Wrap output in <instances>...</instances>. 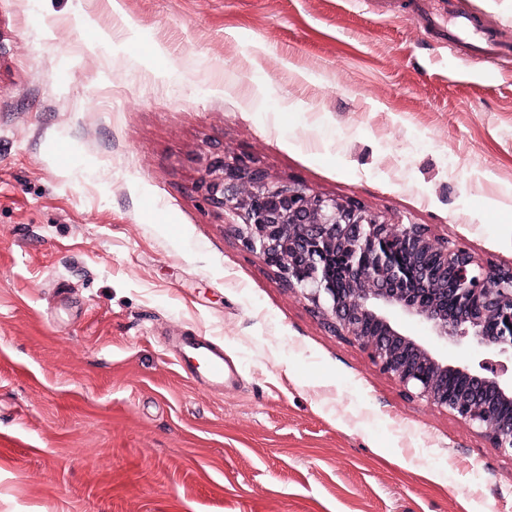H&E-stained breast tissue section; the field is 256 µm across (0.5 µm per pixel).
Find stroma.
Listing matches in <instances>:
<instances>
[{
  "label": "stroma",
  "instance_id": "1",
  "mask_svg": "<svg viewBox=\"0 0 512 512\" xmlns=\"http://www.w3.org/2000/svg\"><path fill=\"white\" fill-rule=\"evenodd\" d=\"M222 154L512 267V55L414 0H0V512H512V457L227 231ZM456 31L448 30V46L456 47L457 44L465 43L472 45L476 50L486 54L487 57L499 55L502 51V45L499 42V26H476L466 16L456 15ZM182 356L193 370L203 367V376L212 382L224 384L232 375L229 365H226L224 354L213 347L209 340H192L183 350Z\"/></svg>",
  "mask_w": 512,
  "mask_h": 512
}]
</instances>
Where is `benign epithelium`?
I'll use <instances>...</instances> for the list:
<instances>
[{"mask_svg": "<svg viewBox=\"0 0 512 512\" xmlns=\"http://www.w3.org/2000/svg\"><path fill=\"white\" fill-rule=\"evenodd\" d=\"M203 167L201 190L227 228L333 333L367 349L382 372L512 456V269H487L421 224H386L354 203L272 181L237 156H209ZM402 250L432 256L438 273L410 272L398 260ZM338 251L347 269L340 282L330 265ZM394 312L426 323L439 339L472 343L486 357L452 363L406 334ZM451 380L465 389H448Z\"/></svg>", "mask_w": 512, "mask_h": 512, "instance_id": "1", "label": "benign epithelium"}]
</instances>
